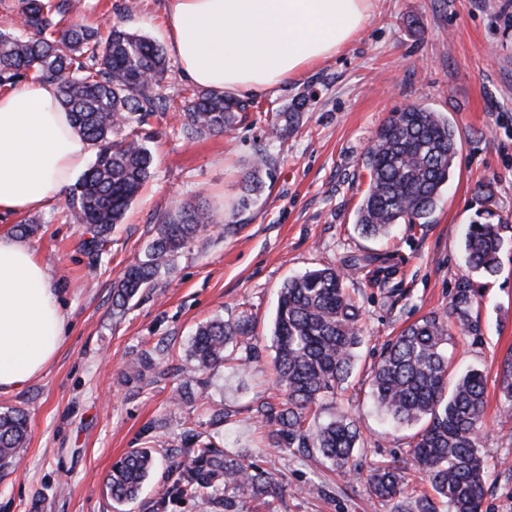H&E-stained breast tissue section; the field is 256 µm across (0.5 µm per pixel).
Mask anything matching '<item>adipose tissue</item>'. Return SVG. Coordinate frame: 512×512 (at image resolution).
Returning a JSON list of instances; mask_svg holds the SVG:
<instances>
[{
    "instance_id": "1",
    "label": "adipose tissue",
    "mask_w": 512,
    "mask_h": 512,
    "mask_svg": "<svg viewBox=\"0 0 512 512\" xmlns=\"http://www.w3.org/2000/svg\"><path fill=\"white\" fill-rule=\"evenodd\" d=\"M371 8V0H166L164 25L190 82L260 96L344 49L364 32ZM90 152L56 84L36 79L1 91L0 217L50 203ZM66 321L35 249L0 233V393L41 375Z\"/></svg>"
}]
</instances>
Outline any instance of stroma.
<instances>
[{
    "label": "stroma",
    "instance_id": "1",
    "mask_svg": "<svg viewBox=\"0 0 512 512\" xmlns=\"http://www.w3.org/2000/svg\"><path fill=\"white\" fill-rule=\"evenodd\" d=\"M82 0L78 22L107 33L118 24L166 44L165 0ZM505 0H373L363 34L344 51L279 89L248 97L246 118L219 135H190L183 108L195 86L170 61L161 92L173 103L150 118L151 178L112 232L106 253L81 248L64 199L0 219V230L31 224L27 236L48 267L50 285L68 313L66 339L43 373L18 391L0 393V412L22 409L29 440L18 464L0 471V512H114L106 489L113 465L128 451L159 448L139 498L124 512H214L208 497L161 502L173 463L184 458L187 429L216 447L275 468L282 493L271 507L241 500L240 512H391L369 499L365 477L408 458L416 426L394 428L373 403L371 370L384 345L416 319L444 312L466 274V228L495 215L504 223L502 268L475 277L479 332L455 335L450 370L487 376V426L479 448L488 466L486 512H512V405L500 388L498 366L512 349V16ZM309 101L293 131L267 141L272 112L296 94ZM420 104L449 120L459 135L456 169L434 220L398 224L389 235L365 239L355 212L368 187L363 156L392 112ZM269 143L277 166L265 188L241 208L243 179L258 144ZM491 185L485 201L483 185ZM201 206L215 218L193 239L153 288L112 316L115 283L143 256L163 217ZM361 307L364 343L355 369L317 410L321 422L354 418L362 474L331 469L317 452L269 447L255 411L275 396L271 331L278 292L311 268L345 269ZM392 270L388 287L376 281ZM250 316L258 352L238 356L186 380L188 348L199 324ZM149 356L141 379L127 367ZM224 411L223 424L212 422Z\"/></svg>",
    "mask_w": 512,
    "mask_h": 512
}]
</instances>
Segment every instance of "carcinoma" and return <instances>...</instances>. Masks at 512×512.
<instances>
[{"label":"carcinoma","mask_w":512,"mask_h":512,"mask_svg":"<svg viewBox=\"0 0 512 512\" xmlns=\"http://www.w3.org/2000/svg\"><path fill=\"white\" fill-rule=\"evenodd\" d=\"M76 10V0H19L16 24L29 36L0 31V82L36 76L56 83L74 128L96 146L94 162L68 193L67 204L74 223L90 234L82 241L84 251L97 257L151 175L154 157L140 126L148 116L169 108V100L159 93L167 61L159 44L121 26H112L103 38L77 22L64 24V17ZM306 103L301 95L273 113L269 135L283 137L293 130ZM246 109L239 99L197 91L184 107V128L191 134H222L243 119ZM456 154V129L438 113L421 105L391 113L364 155L370 181L356 214L359 233L381 238L396 224L426 221L455 172ZM275 166L276 158L258 147L244 178L242 206L263 190L262 172ZM210 222L211 216L196 207L165 218L144 257L113 288L112 316L123 317L130 301L154 287L160 269ZM505 228L490 220L468 226L464 251L470 272H500ZM474 297V283L461 276L446 312L406 326L386 344L373 370L377 409L399 427L424 424L409 455L434 491L432 496H410L403 467L378 468L366 479L368 495L392 503V512H483L488 475L479 436L486 426V377L470 370L448 385L452 329L477 331ZM253 337L246 314L198 327L189 350L194 361L190 373L223 364L231 347L245 350L243 361L252 359ZM361 344L360 310L344 273L316 268L284 283L272 331L280 398L256 408L273 447L312 448L344 472L361 474L355 454L359 430L353 419L341 415L324 423L308 422L313 405L336 394L352 375ZM499 376L512 407V351L503 358ZM187 435L192 448L174 465L176 478L163 498L203 493L222 484L224 497L213 499V506L238 512L240 498L265 503L278 495V473L213 447L208 436L193 429ZM27 436L24 411L0 412V469L15 466ZM153 469L154 449L129 451L107 479L112 501L122 506L136 500Z\"/></svg>","instance_id":"obj_1"}]
</instances>
